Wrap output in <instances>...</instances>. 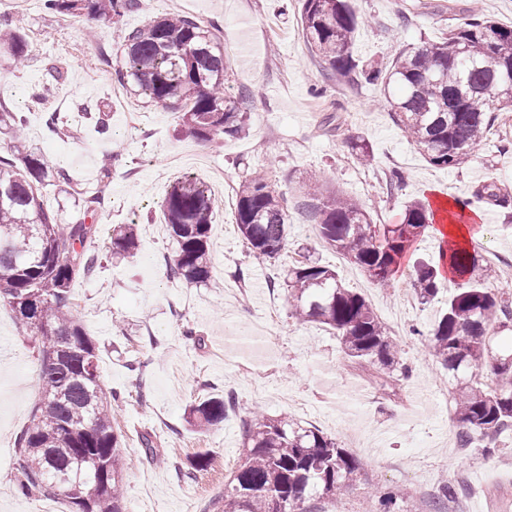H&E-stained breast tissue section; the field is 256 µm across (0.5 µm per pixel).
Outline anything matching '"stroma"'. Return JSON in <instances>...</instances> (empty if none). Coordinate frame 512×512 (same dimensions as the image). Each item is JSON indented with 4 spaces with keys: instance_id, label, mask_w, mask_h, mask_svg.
<instances>
[{
    "instance_id": "35a3bbf8",
    "label": "stroma",
    "mask_w": 512,
    "mask_h": 512,
    "mask_svg": "<svg viewBox=\"0 0 512 512\" xmlns=\"http://www.w3.org/2000/svg\"><path fill=\"white\" fill-rule=\"evenodd\" d=\"M512 26V0H361L365 17L355 34V56L385 67L405 49L439 41L473 4ZM298 0H194L190 12L213 28L226 51L228 93L247 97L249 129L239 139L199 142L186 135L176 110L118 93L113 59L129 31L178 14V7L140 4L123 17L46 11L42 0H0L29 43L24 65L0 56V104L27 115L32 149L70 176L66 190H43L45 207L63 224L83 216L82 198L103 192L92 245L104 252L90 280L72 285L74 316L95 341L105 394L124 400L112 426L121 436L125 512H214L213 503L238 466L242 422L254 410L286 417L335 438L362 463L356 486L342 501L313 500L314 512H383L379 495L391 493L393 512H424L420 489L435 493L454 483L469 512H512V430L468 448L458 444L454 390L440 394L445 375L429 356L426 335L454 288L440 280L438 298L422 302L408 278L372 284L346 258L322 244L314 221L296 205L293 190L309 171L361 204L377 224L401 223L407 205L435 196L471 198L480 216L486 284L512 289L497 260L512 258V130L495 121L484 141L454 168L428 164L395 125L379 82L337 79L311 54L302 34ZM58 67L62 81L48 67ZM105 114L103 138L81 111ZM60 112L63 132L50 133L48 112ZM364 139L375 159L363 164L349 142ZM239 186L252 171L267 172L287 201L288 246L280 256L250 255L236 224V206L224 202L210 230L211 277L203 283L170 277L166 261L176 245L157 231L160 204L183 176ZM403 181L390 186V172ZM136 224L133 254L106 255L114 229ZM336 269L343 284L362 294L400 346L408 377L374 381V368L351 363L335 332L297 320L285 286L269 288L277 271L302 260ZM39 353L24 326L0 301V512H41L49 500L18 492L15 440L39 398ZM234 394L236 406L217 427L191 431L192 405L213 394ZM153 453H146V446ZM214 461L194 480L175 468L195 455Z\"/></svg>"
}]
</instances>
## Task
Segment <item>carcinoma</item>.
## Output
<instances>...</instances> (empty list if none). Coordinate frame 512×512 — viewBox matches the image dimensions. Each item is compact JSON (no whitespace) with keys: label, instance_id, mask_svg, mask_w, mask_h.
<instances>
[{"label":"carcinoma","instance_id":"carcinoma-1","mask_svg":"<svg viewBox=\"0 0 512 512\" xmlns=\"http://www.w3.org/2000/svg\"><path fill=\"white\" fill-rule=\"evenodd\" d=\"M138 0H44L47 10L77 16L120 17ZM303 36L315 56L339 79L360 74L354 58V34L363 16L357 0H302ZM25 36L0 20V49L12 64L28 56ZM512 70V26H502L474 12L441 41L402 52L390 66L365 75L379 79L399 129L438 168L456 167L487 134L494 120L489 107L478 109L474 96L489 97L503 73ZM224 54L211 31L195 19L160 17L125 37L115 78L131 94L186 109L182 121L189 136L239 138L246 134L243 94L224 91ZM26 116L0 111V132L10 148L0 154V299L32 336L41 357V401L15 441L19 489L61 498L72 512H123L121 439L112 426V407L103 396L98 352L73 315L72 284L90 280L102 265L99 252L87 247L104 197L84 200L83 219L61 224L44 207L42 189L69 181L30 149L24 137ZM303 205L315 221L321 241L346 257L374 283L392 285L403 274L401 260L434 221L427 201L406 207L399 224H374L354 200L337 193H306ZM218 209L198 180H176L161 202L170 236L177 244L171 264L176 278L202 283L210 277L209 233ZM236 224L256 257L274 259L287 247L288 209L267 177L245 179L236 196ZM137 241L134 224H122L111 239V253H131ZM480 246L444 249L438 261H419L408 276L420 300L439 292L442 270L458 279L430 332L428 354L456 383L458 439L469 446L512 427V348L492 359L491 382L476 377L489 358L487 341L493 321L512 322V298L486 286ZM288 296L303 321H317L341 338L353 363L370 365L379 375L407 376L387 328L368 301L345 287L338 273L315 262L288 268ZM67 343L70 353L48 362ZM233 397H210L192 407L189 423L211 428L224 421ZM248 448L224 485L216 512H279L287 501L295 512H310L307 501L335 498L353 484L360 461L336 440L314 427L258 414L244 422ZM212 465L201 453L182 478ZM80 488V493L72 489Z\"/></svg>","mask_w":512,"mask_h":512}]
</instances>
